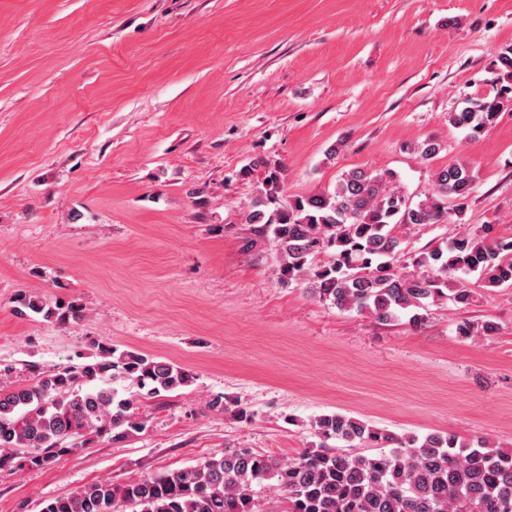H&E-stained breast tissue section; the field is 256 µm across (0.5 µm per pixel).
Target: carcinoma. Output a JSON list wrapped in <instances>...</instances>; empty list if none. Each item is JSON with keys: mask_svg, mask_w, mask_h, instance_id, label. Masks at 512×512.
Segmentation results:
<instances>
[{"mask_svg": "<svg viewBox=\"0 0 512 512\" xmlns=\"http://www.w3.org/2000/svg\"><path fill=\"white\" fill-rule=\"evenodd\" d=\"M512 105V86L492 98L469 101L448 122L478 135ZM441 143L427 139L407 147L424 159ZM281 176L273 169L246 216L259 237L276 244L278 273L285 282L308 280L311 292L341 311L355 310L388 321L404 313L418 325L438 302L458 307L473 291L451 274L476 273L488 287H512V239L492 238L487 229L464 232L420 254L406 272L396 265L402 226L439 224L448 201L462 209L476 174L465 160L434 173V192L417 202L389 171L350 169L333 190L281 198ZM330 254V260L315 257ZM17 303L54 324L82 316L74 300L21 294ZM491 322L459 323L463 338L490 336ZM34 382L0 392V472L41 467L77 449L89 435L114 441L139 433L145 421L123 397L117 382L134 380L143 397L159 398L190 385L193 376L166 360L99 347L95 359L46 372L32 367ZM321 439L296 457L281 460L249 448L205 458L196 466L115 485L95 482L74 495L44 502L41 512H260L254 487L279 495L265 512H512V449L455 434L399 437L353 416L334 412L314 421ZM340 446L331 448L328 440ZM359 447L380 448L374 455Z\"/></svg>", "mask_w": 512, "mask_h": 512, "instance_id": "cac0c4a2", "label": "carcinoma"}]
</instances>
